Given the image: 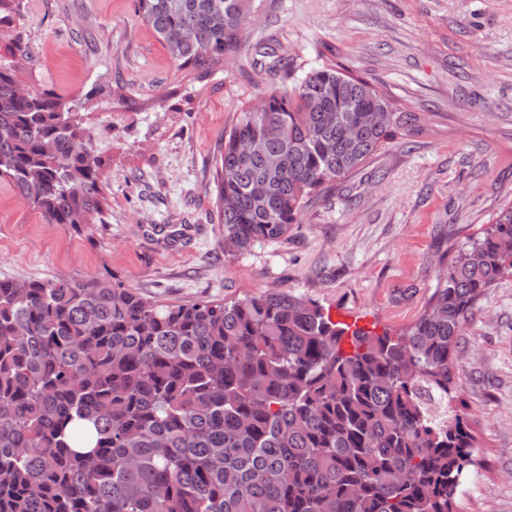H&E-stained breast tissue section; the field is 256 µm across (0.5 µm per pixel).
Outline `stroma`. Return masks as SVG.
<instances>
[{"mask_svg": "<svg viewBox=\"0 0 512 512\" xmlns=\"http://www.w3.org/2000/svg\"><path fill=\"white\" fill-rule=\"evenodd\" d=\"M39 48L19 80L83 102L106 147L102 223L47 224L0 180V278L104 279L163 303L283 288L399 334L448 266L512 203V0H256L244 45L177 70L133 0H20ZM325 64L364 78L415 133L307 198L287 239L224 248L217 161L240 111ZM474 464L459 512H512V277L458 348Z\"/></svg>", "mask_w": 512, "mask_h": 512, "instance_id": "35a3bbf8", "label": "stroma"}]
</instances>
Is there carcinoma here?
<instances>
[{"label": "carcinoma", "mask_w": 512, "mask_h": 512, "mask_svg": "<svg viewBox=\"0 0 512 512\" xmlns=\"http://www.w3.org/2000/svg\"><path fill=\"white\" fill-rule=\"evenodd\" d=\"M255 0H134L177 70L239 51ZM16 0H0L10 28ZM0 59V179L47 224L102 220L103 151L80 102L19 92ZM224 139L216 206L240 253L416 126L371 83L309 71ZM259 140L245 154L240 144ZM512 276V206L439 276L415 322L350 329L268 288L166 304L91 279H0V512H456L474 465L456 353L476 301Z\"/></svg>", "instance_id": "carcinoma-1"}]
</instances>
